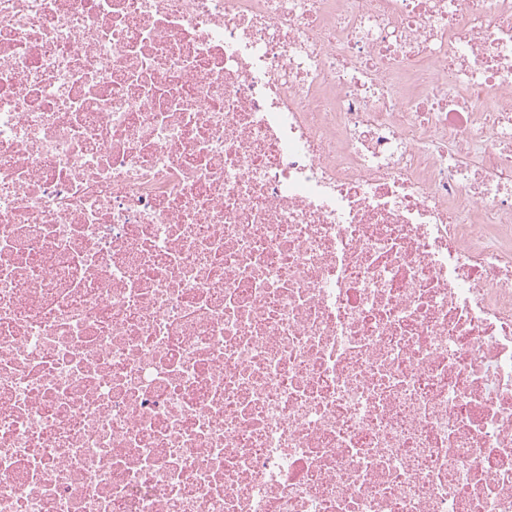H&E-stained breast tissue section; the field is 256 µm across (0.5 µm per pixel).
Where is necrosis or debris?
<instances>
[{"mask_svg":"<svg viewBox=\"0 0 512 512\" xmlns=\"http://www.w3.org/2000/svg\"><path fill=\"white\" fill-rule=\"evenodd\" d=\"M0 512H512V0H0Z\"/></svg>","mask_w":512,"mask_h":512,"instance_id":"4bbe7bcc","label":"necrosis or debris"}]
</instances>
